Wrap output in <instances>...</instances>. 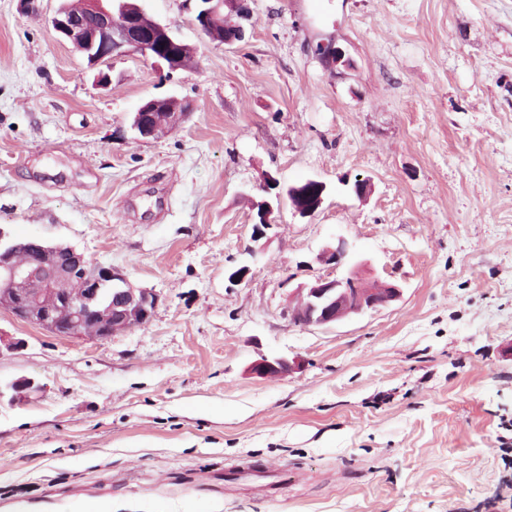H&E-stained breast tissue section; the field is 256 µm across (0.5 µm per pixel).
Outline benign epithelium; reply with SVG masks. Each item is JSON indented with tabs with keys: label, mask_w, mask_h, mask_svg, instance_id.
Segmentation results:
<instances>
[{
	"label": "benign epithelium",
	"mask_w": 512,
	"mask_h": 512,
	"mask_svg": "<svg viewBox=\"0 0 512 512\" xmlns=\"http://www.w3.org/2000/svg\"><path fill=\"white\" fill-rule=\"evenodd\" d=\"M195 21L209 41L233 44L245 37L241 20L248 12L245 0H195ZM144 14L136 0H61L50 19L58 39L78 53L90 67L103 65L114 57L137 52L169 73L182 69L180 52L188 43L176 37L169 27L155 21L141 24ZM222 15L228 36L213 33L209 19ZM315 52L327 63L344 58L343 51L331 43H319ZM168 110L183 118L186 107L175 97L144 100L133 112L131 129L141 138H159L168 127L155 119V112ZM263 190L273 194L257 204L253 237L265 235L275 223L274 214L281 205L282 193L277 179L270 177ZM35 260L17 259L11 240L0 230V307L17 319L37 325L50 333L67 338L90 337L105 341L149 322L158 305V295L147 288H136L122 270L96 263L66 244H49L32 238ZM349 249L339 241L323 251L318 260L337 265ZM79 284L76 293L61 288L65 282ZM401 295V288L391 282H366L353 272L343 278L318 277L298 289V297L288 313L303 326H332L346 318L377 310ZM292 370L288 359L263 357L250 366L258 377H278Z\"/></svg>",
	"instance_id": "obj_1"
}]
</instances>
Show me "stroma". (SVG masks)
<instances>
[{
    "mask_svg": "<svg viewBox=\"0 0 512 512\" xmlns=\"http://www.w3.org/2000/svg\"><path fill=\"white\" fill-rule=\"evenodd\" d=\"M140 4L196 61L131 52L104 89L59 0H0V230L159 298L106 341L0 308V384L39 386L0 401V512H512V0H247L231 45L193 0ZM153 96L188 113L136 137ZM270 177L326 196L256 241ZM352 271L400 298L289 320L296 288ZM263 356L297 367L259 378ZM159 109L177 112L182 120L186 116V107L183 102L175 97H155L144 100L137 110L133 112L131 129L135 135L141 138H159L166 134L168 127L160 124L155 119V112Z\"/></svg>",
    "mask_w": 512,
    "mask_h": 512,
    "instance_id": "obj_1",
    "label": "stroma"
}]
</instances>
